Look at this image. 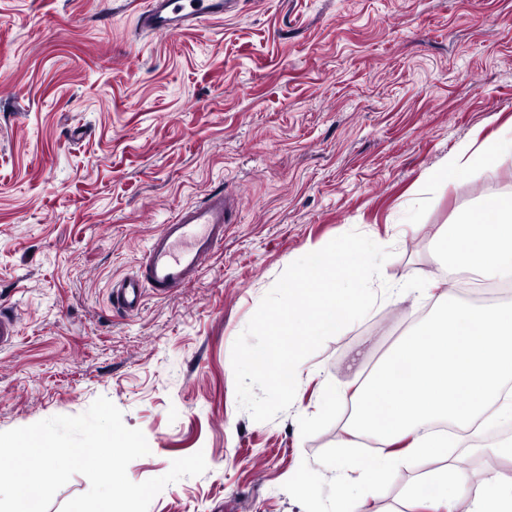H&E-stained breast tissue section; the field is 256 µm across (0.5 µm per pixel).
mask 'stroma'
<instances>
[{
  "mask_svg": "<svg viewBox=\"0 0 512 512\" xmlns=\"http://www.w3.org/2000/svg\"><path fill=\"white\" fill-rule=\"evenodd\" d=\"M134 29L122 0H0V310L21 329L0 350V431L104 396L150 448L131 481L205 456L148 512H306L303 477L353 512L334 466L375 450L349 440L350 405L318 398L435 298L329 338L267 422L238 405L232 346L289 264L352 230L387 240L385 281H447L437 230L512 193V161L490 156L435 178L462 141L512 135V0H241L178 34ZM218 187L235 206L199 278L115 307L158 225ZM442 464L398 469L364 512H416L404 488Z\"/></svg>",
  "mask_w": 512,
  "mask_h": 512,
  "instance_id": "obj_1",
  "label": "stroma"
}]
</instances>
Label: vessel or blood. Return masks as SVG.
<instances>
[{
	"label": "vessel or blood",
	"instance_id": "obj_1",
	"mask_svg": "<svg viewBox=\"0 0 512 512\" xmlns=\"http://www.w3.org/2000/svg\"><path fill=\"white\" fill-rule=\"evenodd\" d=\"M238 0H145L139 34L173 35L234 14ZM231 203L223 192L184 206L160 225L143 250L136 275L121 279L112 293L125 314H137L145 294L168 296L195 281L204 261L224 242Z\"/></svg>",
	"mask_w": 512,
	"mask_h": 512
}]
</instances>
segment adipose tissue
Segmentation results:
<instances>
[{
  "instance_id": "obj_1",
  "label": "adipose tissue",
  "mask_w": 512,
  "mask_h": 512,
  "mask_svg": "<svg viewBox=\"0 0 512 512\" xmlns=\"http://www.w3.org/2000/svg\"><path fill=\"white\" fill-rule=\"evenodd\" d=\"M468 223L482 225L481 234L469 236ZM439 240L438 264L484 285L511 283L512 195L490 199L465 223L445 225ZM347 402L350 435L379 448L371 458H348L336 468L337 480L353 479L362 503L401 465L447 447L442 425L467 432L488 421H512V299L476 304L447 297L368 375L319 399L324 408ZM407 495L421 512H512V484L493 472L477 480L443 467Z\"/></svg>"
}]
</instances>
